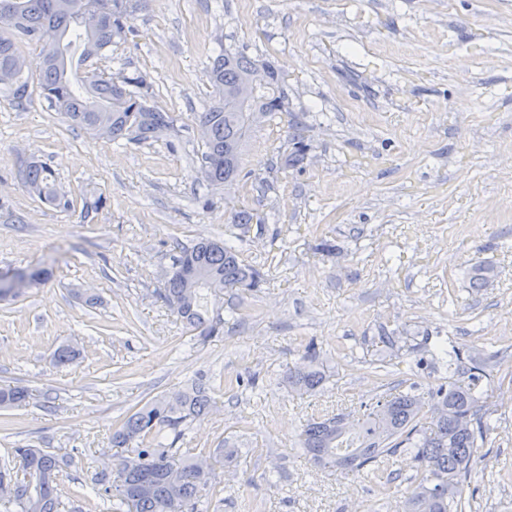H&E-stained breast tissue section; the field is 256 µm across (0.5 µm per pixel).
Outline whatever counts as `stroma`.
I'll return each mask as SVG.
<instances>
[{"label": "stroma", "mask_w": 512, "mask_h": 512, "mask_svg": "<svg viewBox=\"0 0 512 512\" xmlns=\"http://www.w3.org/2000/svg\"><path fill=\"white\" fill-rule=\"evenodd\" d=\"M223 49L271 61L288 86L287 111L253 127L226 189L197 172L196 126ZM104 66L147 73L174 136L95 140L40 95L19 108L0 93V271L49 273L0 301V386L30 393L0 408V459L71 455L61 512H112L91 487L113 431L200 381L212 406L183 447L241 451L213 471L231 487L217 512H402L410 457L380 479L343 476L309 462L297 435L328 412L357 421L381 386L407 390L416 336L485 348L495 377L512 374V0H147ZM296 119L308 149L289 166ZM33 160L102 207L42 204L23 185ZM242 207L260 223L230 224ZM202 238L230 241L262 275L216 300L224 331L206 339L157 296ZM478 261L496 272L479 290ZM312 342L327 381L301 396L286 373ZM62 345L80 356L57 369ZM492 401L497 428L465 492L475 512H512V385Z\"/></svg>", "instance_id": "stroma-1"}]
</instances>
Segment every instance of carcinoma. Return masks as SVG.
Masks as SVG:
<instances>
[{"label":"carcinoma","mask_w":512,"mask_h":512,"mask_svg":"<svg viewBox=\"0 0 512 512\" xmlns=\"http://www.w3.org/2000/svg\"><path fill=\"white\" fill-rule=\"evenodd\" d=\"M146 0H0V90L17 104L32 95L20 44L41 46L43 68L37 88L74 125L97 138L138 144L158 141L174 130L175 117L152 103V84L139 70L121 74L118 83L101 69L112 45L131 32L130 21ZM256 59L224 51L211 63L215 97L198 113L202 137L199 172L213 186L238 176L250 128L243 107L232 100L239 77ZM265 116L288 111V93L278 77L259 87L247 104ZM28 192L56 209L71 210L74 199L57 186L54 171L39 162L24 172ZM494 277L485 263L471 266L473 288ZM260 272L224 243L201 240L182 249L160 293L163 302L191 330L215 336L224 327L218 311L209 312V296L225 288L252 290ZM79 356L60 346L53 364L60 368ZM492 354L466 353L438 342L431 351L433 369L445 367L438 384L415 381L407 391L384 392L364 405L361 423L348 433L342 414H326L303 425L300 448L310 459L342 473L359 472L382 458L410 453L417 478L404 496L403 512H468L464 484L476 449L496 429V409L489 401L495 384ZM319 353L306 351V364L288 370V383L302 394L325 381ZM29 397L22 388H0V407H18ZM211 397L194 383L159 398L124 419L112 433V445L125 453L112 460V474L101 472L97 494L112 499V512H203L222 490L212 482V468L192 448H176L188 419L204 415ZM72 458L41 448H16L13 461L0 465V504L17 512H59L60 477Z\"/></svg>","instance_id":"obj_1"}]
</instances>
